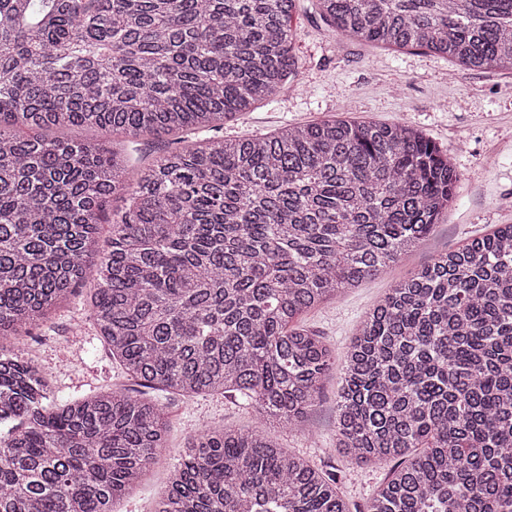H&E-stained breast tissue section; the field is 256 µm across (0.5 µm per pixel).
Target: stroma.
<instances>
[{
  "instance_id": "1",
  "label": "stroma",
  "mask_w": 512,
  "mask_h": 512,
  "mask_svg": "<svg viewBox=\"0 0 512 512\" xmlns=\"http://www.w3.org/2000/svg\"><path fill=\"white\" fill-rule=\"evenodd\" d=\"M292 26L296 78L272 100L226 122L225 137L261 135L341 114L355 121L400 122L421 128L447 152L460 174L454 206L418 249L304 317L303 326L340 353L365 312L389 288L439 254L491 233L497 225L512 224V72L463 70L423 49L388 50L342 38L321 20L311 0H298ZM89 297V290H82L47 323L10 345L48 374L59 401L134 385L101 344ZM338 387V375L325 381L304 430L273 423L267 429L285 451L334 473L351 512H366L388 470L350 462L337 451ZM166 406L169 451L115 504L114 512H153L178 463L179 449L199 429L256 423L248 401L238 396L171 398Z\"/></svg>"
}]
</instances>
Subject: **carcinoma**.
<instances>
[{
	"label": "carcinoma",
	"instance_id": "cac0c4a2",
	"mask_svg": "<svg viewBox=\"0 0 512 512\" xmlns=\"http://www.w3.org/2000/svg\"><path fill=\"white\" fill-rule=\"evenodd\" d=\"M346 39L512 70V0H314ZM295 0H0V342L85 283L140 387L240 394L300 429L341 367L337 447L392 464L367 512H512V224L415 271L342 356L297 320L430 235L459 174L420 129L343 118L181 140L133 168L97 127L224 129L297 76ZM111 249L91 259L110 199ZM0 346V512H112L167 450L135 390L47 405ZM155 512H349L336 480L263 429L204 428Z\"/></svg>",
	"mask_w": 512,
	"mask_h": 512
}]
</instances>
